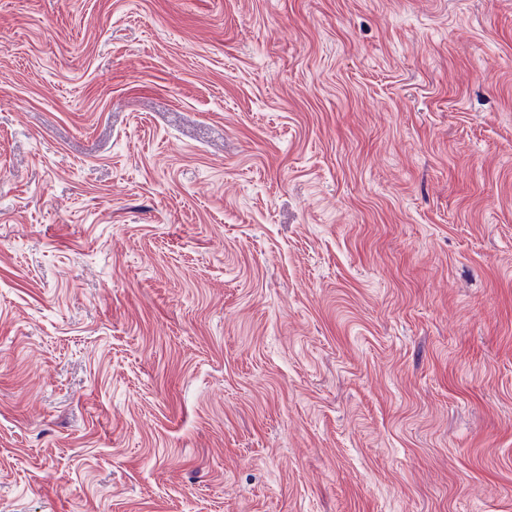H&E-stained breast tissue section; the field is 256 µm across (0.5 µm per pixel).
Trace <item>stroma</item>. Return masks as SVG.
<instances>
[{
	"instance_id": "stroma-1",
	"label": "stroma",
	"mask_w": 512,
	"mask_h": 512,
	"mask_svg": "<svg viewBox=\"0 0 512 512\" xmlns=\"http://www.w3.org/2000/svg\"><path fill=\"white\" fill-rule=\"evenodd\" d=\"M0 512H512V0H0Z\"/></svg>"
}]
</instances>
